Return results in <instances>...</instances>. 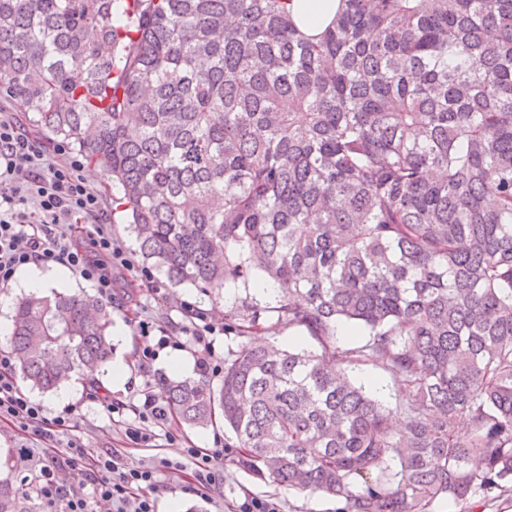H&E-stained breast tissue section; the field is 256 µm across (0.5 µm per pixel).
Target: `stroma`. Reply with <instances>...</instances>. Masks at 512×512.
<instances>
[{"label":"stroma","mask_w":512,"mask_h":512,"mask_svg":"<svg viewBox=\"0 0 512 512\" xmlns=\"http://www.w3.org/2000/svg\"><path fill=\"white\" fill-rule=\"evenodd\" d=\"M249 300L259 306L255 324L245 332L236 331L230 324L228 311ZM191 304L206 313L215 323L224 326L223 335L217 336L215 348L218 354L228 355L242 345L256 341H277L283 346L301 345L313 347L314 342L307 334L279 325L277 315L272 311L271 300L259 297L254 287L240 284H228L220 293L208 296L188 287L162 288L154 293L146 289H137L133 300L128 301L126 310L113 311L112 326L121 329V336L115 337V359L125 362L127 379L121 387H114L111 373L100 375V382L110 387L114 400L122 403L123 408L115 419L100 415L98 407L86 397V381L79 376L73 377V389L68 401L75 407V436L90 448H122L128 460L133 462L151 461L170 456L171 448H132L127 444L124 429L135 420V412L140 409L146 396H159L161 388L157 383L159 375L177 377L178 372L172 364L173 356H180L186 361H194L193 347L188 336L181 331H174L175 347L161 350L149 369H142L139 352L142 340L138 336L134 320L137 316L148 315L160 322H180L184 304ZM224 512H234L237 503L244 494L269 496L275 498L281 512H340L341 504L336 499L318 494L293 490L285 486L262 482L252 478L238 465L225 463Z\"/></svg>","instance_id":"35a3bbf8"}]
</instances>
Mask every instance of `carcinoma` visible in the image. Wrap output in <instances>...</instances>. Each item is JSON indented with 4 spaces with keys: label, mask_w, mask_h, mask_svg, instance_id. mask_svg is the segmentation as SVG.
Returning <instances> with one entry per match:
<instances>
[{
    "label": "carcinoma",
    "mask_w": 512,
    "mask_h": 512,
    "mask_svg": "<svg viewBox=\"0 0 512 512\" xmlns=\"http://www.w3.org/2000/svg\"><path fill=\"white\" fill-rule=\"evenodd\" d=\"M135 2L0 0V92L121 185L173 286L267 277L318 344L244 345L217 385L168 381V413L221 415L243 470L345 512L512 492V0H340L313 38L290 0ZM111 324L87 296L17 298L22 379L94 376ZM0 512L35 510L0 480ZM348 369L354 380L365 384L379 400L396 411L398 403L395 388L386 373L372 365L365 364H352ZM373 381L376 384H372Z\"/></svg>",
    "instance_id": "cac0c4a2"
}]
</instances>
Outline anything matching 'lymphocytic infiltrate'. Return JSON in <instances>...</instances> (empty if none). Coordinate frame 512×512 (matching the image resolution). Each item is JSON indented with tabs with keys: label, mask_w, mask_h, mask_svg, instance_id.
I'll list each match as a JSON object with an SVG mask.
<instances>
[{
	"label": "lymphocytic infiltrate",
	"mask_w": 512,
	"mask_h": 512,
	"mask_svg": "<svg viewBox=\"0 0 512 512\" xmlns=\"http://www.w3.org/2000/svg\"><path fill=\"white\" fill-rule=\"evenodd\" d=\"M84 161L62 142H43L25 129L14 113L0 111V288H10L18 268L30 263H55L89 282L96 298L114 304V271L132 273L142 286L157 290L149 268L135 264L112 226L98 194L87 184ZM181 328L189 336L196 365L206 374L224 370L215 349L218 328L205 313L184 307ZM74 411L66 407L50 413L25 393L14 376L13 358L0 352V423L37 441V448H21L17 462L31 473L26 493L47 512H95L97 503L111 504L112 512H156L159 473L169 480L189 477L198 492L211 494L224 483L226 448H196L169 435L174 454L159 464L133 463L121 449L97 452L71 433ZM168 422L159 400L146 397L126 438L148 448L156 430ZM72 475L70 484L58 481L59 472Z\"/></svg>",
	"instance_id": "1"
}]
</instances>
